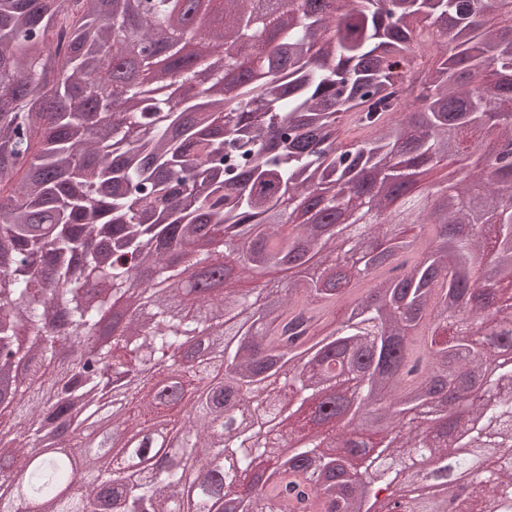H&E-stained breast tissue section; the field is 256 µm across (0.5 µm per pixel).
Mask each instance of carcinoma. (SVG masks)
<instances>
[{
	"mask_svg": "<svg viewBox=\"0 0 512 512\" xmlns=\"http://www.w3.org/2000/svg\"><path fill=\"white\" fill-rule=\"evenodd\" d=\"M230 2L260 64L226 85L218 49L179 64L208 28L181 0H0V512H512V179L419 180L512 142V0ZM345 121L373 135L341 150ZM232 264L254 287L195 293ZM108 367L115 450L31 460ZM468 448L496 459L462 497Z\"/></svg>",
	"mask_w": 512,
	"mask_h": 512,
	"instance_id": "carcinoma-1",
	"label": "carcinoma"
}]
</instances>
